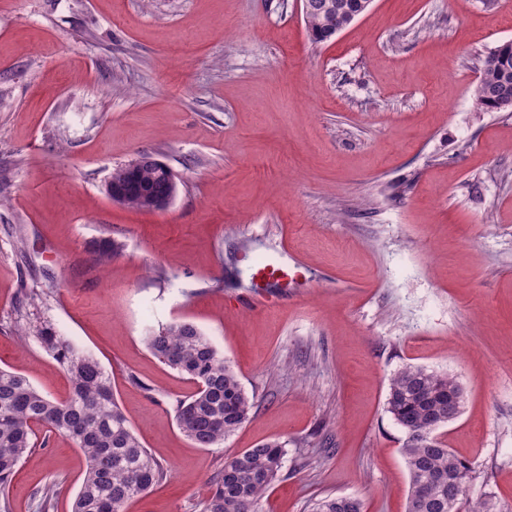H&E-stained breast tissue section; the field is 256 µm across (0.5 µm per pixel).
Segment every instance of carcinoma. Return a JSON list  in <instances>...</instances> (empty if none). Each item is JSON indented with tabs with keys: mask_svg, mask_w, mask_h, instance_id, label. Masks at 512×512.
I'll use <instances>...</instances> for the list:
<instances>
[{
	"mask_svg": "<svg viewBox=\"0 0 512 512\" xmlns=\"http://www.w3.org/2000/svg\"><path fill=\"white\" fill-rule=\"evenodd\" d=\"M314 12L304 18L317 42L330 40L367 8L364 0H312ZM475 104L489 112H512V49L497 47L485 60ZM150 192L165 195L169 184L141 171ZM48 291L23 288L16 321L29 318V307ZM60 366L70 393L59 400L36 387L25 375L0 369V512H11L6 490L21 460L35 445L40 424L72 441L86 468L71 512H125L126 505L147 493L164 475L144 448L123 413L110 379L97 358L60 335L44 320H35L28 334ZM147 349L161 362L188 377L196 390L172 404L182 433L201 448H215L249 421L250 397L221 353L195 325L175 322L145 337ZM458 382L446 373L405 366L389 381L387 412L405 429L402 448L411 480L407 512H492L489 500L473 498L472 471L433 432L448 425V394ZM285 444L278 440L248 448L224 459L201 512H258L260 501L281 477ZM461 485V496L448 508V477ZM56 484L37 489L40 512H50ZM310 512H363L355 498L326 497Z\"/></svg>",
	"mask_w": 512,
	"mask_h": 512,
	"instance_id": "cac0c4a2",
	"label": "carcinoma"
}]
</instances>
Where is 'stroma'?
Wrapping results in <instances>:
<instances>
[{
	"instance_id": "35a3bbf8",
	"label": "stroma",
	"mask_w": 512,
	"mask_h": 512,
	"mask_svg": "<svg viewBox=\"0 0 512 512\" xmlns=\"http://www.w3.org/2000/svg\"><path fill=\"white\" fill-rule=\"evenodd\" d=\"M512 40V0H372L315 42L302 0H0V367L65 398L35 339L6 328L19 292L91 351L164 478L126 512H200L225 457L285 441L261 512L347 496L406 512V434L386 409L407 365L454 377L436 430L472 494L512 512V112L474 101ZM148 153L170 206L113 205V169ZM119 249L100 265L95 245ZM293 281L253 285L254 256ZM198 327L251 419L217 448L179 429L195 386L147 349ZM12 512L57 485L70 512L84 458L38 428ZM48 289L43 288H24L20 291V296L18 298V303L16 307V323L21 320L29 319V306H35L39 301L46 296H48L50 291H46Z\"/></svg>"
}]
</instances>
